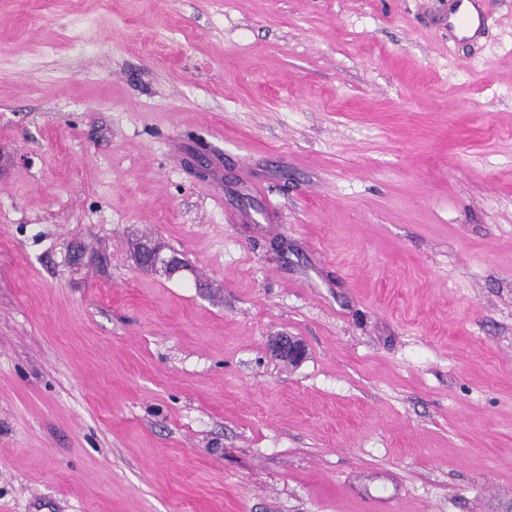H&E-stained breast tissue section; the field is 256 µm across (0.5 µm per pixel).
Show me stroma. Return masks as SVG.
<instances>
[{
	"instance_id": "stroma-1",
	"label": "stroma",
	"mask_w": 512,
	"mask_h": 512,
	"mask_svg": "<svg viewBox=\"0 0 512 512\" xmlns=\"http://www.w3.org/2000/svg\"><path fill=\"white\" fill-rule=\"evenodd\" d=\"M452 3L0 0V512H512V0ZM136 261L142 267L170 274L182 267L175 258L163 256L162 247L158 243L148 240L141 243L139 253L136 255ZM274 352L289 364H300L306 356L304 344L294 336H276L273 339Z\"/></svg>"
}]
</instances>
